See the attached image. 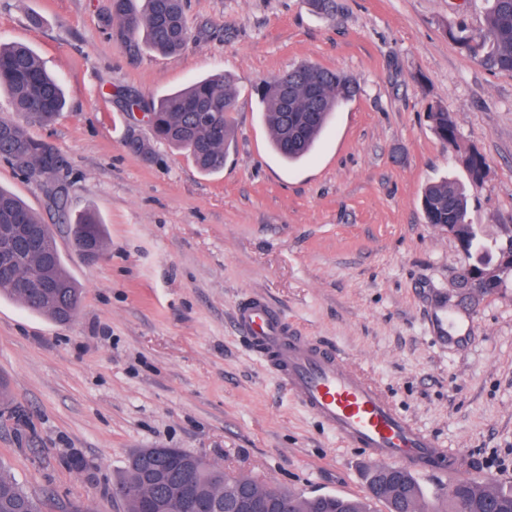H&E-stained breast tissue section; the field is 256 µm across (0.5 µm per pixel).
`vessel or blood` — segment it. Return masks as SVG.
I'll return each mask as SVG.
<instances>
[{
	"label": "vessel or blood",
	"mask_w": 512,
	"mask_h": 512,
	"mask_svg": "<svg viewBox=\"0 0 512 512\" xmlns=\"http://www.w3.org/2000/svg\"><path fill=\"white\" fill-rule=\"evenodd\" d=\"M235 324L252 356L348 447L423 478L453 479L469 472L466 457L417 427L334 346L291 329L266 300H244L235 311Z\"/></svg>",
	"instance_id": "b4317fda"
}]
</instances>
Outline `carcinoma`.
Here are the masks:
<instances>
[{
    "label": "carcinoma",
    "instance_id": "cac0c4a2",
    "mask_svg": "<svg viewBox=\"0 0 512 512\" xmlns=\"http://www.w3.org/2000/svg\"><path fill=\"white\" fill-rule=\"evenodd\" d=\"M484 27L473 33L457 28L453 38L464 48L479 53L480 63L494 72L512 73V0H490ZM186 0H110L107 17L112 38L123 47L138 42L157 53L170 55L183 50L191 40L185 21ZM7 90L14 111L39 125L51 124L65 104L60 82L50 75L39 58L22 44H0V89ZM358 91L348 76L330 69L302 63L288 73L257 88L263 117L271 130L274 151L285 161L295 163L314 148L333 112ZM236 89L230 77L221 74L202 78L185 89L161 96L147 109L155 136L187 156L203 172L223 169L224 158L234 140L233 112ZM291 119L298 132L294 142L284 143L285 119ZM432 126L444 142H454L457 123L447 110L429 112ZM0 158L11 161L34 179L51 174L53 188L48 190L57 207H62L66 187L59 174L66 164H57L62 155L42 140L29 134L21 123L0 118ZM422 208L430 224L468 223V198L456 182L444 179L426 186ZM30 224L44 230L42 252L29 257L13 276L0 275V296L19 301L33 313L55 321L71 320L78 312L82 290L67 272L58 249L54 229L33 213L13 192L0 187V225ZM75 245L85 244L100 251L104 245L103 224L87 212L69 224ZM470 259L483 258L489 251L477 229L467 243ZM47 281L58 285L52 296L33 288H16L15 277ZM150 452L141 448L130 455L118 487L140 489V460ZM220 467L209 462L196 469L200 502L212 495L214 472ZM386 466L374 467L368 476L367 495L353 498L331 493L310 496L286 490L267 489L248 475L224 474V493L240 484H251L262 493H270L286 502L288 512H336V504L345 512H372L371 504L381 502L387 512H415L424 493L416 478L401 471V483L385 481ZM446 505L439 512H485L493 504L497 512H512V487L507 489L469 478H457L448 485ZM0 512H41L38 501L27 493L11 470L0 463Z\"/></svg>",
    "mask_w": 512,
    "mask_h": 512
}]
</instances>
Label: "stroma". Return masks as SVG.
<instances>
[{
  "label": "stroma",
  "instance_id": "obj_1",
  "mask_svg": "<svg viewBox=\"0 0 512 512\" xmlns=\"http://www.w3.org/2000/svg\"><path fill=\"white\" fill-rule=\"evenodd\" d=\"M109 0H0V43L30 46L66 107L30 134L57 149L67 203L0 161V186L56 233L83 290L59 323L0 297V461L43 512H125L112 496L129 456L180 448L304 495L361 497L371 460L323 429L248 352L238 303L260 296L334 344L417 426L463 452L480 480L512 486V277L472 296L465 255L428 224L426 184L463 185L489 248L512 238V74L486 70L450 36L481 28L488 0H188L180 53L125 48ZM309 62L354 80L315 150L296 165L271 150L255 88ZM228 74L237 147L200 172L154 140L127 97L148 103ZM457 123L455 145L429 112ZM149 140L148 156L127 134ZM480 154V180L464 163ZM93 210L104 247L75 248L67 224ZM464 341L433 340L439 308ZM83 458L85 469L72 461ZM429 119L435 132L442 141L446 143L454 142L458 133L457 123L447 110L442 108L431 109Z\"/></svg>",
  "mask_w": 512,
  "mask_h": 512
}]
</instances>
